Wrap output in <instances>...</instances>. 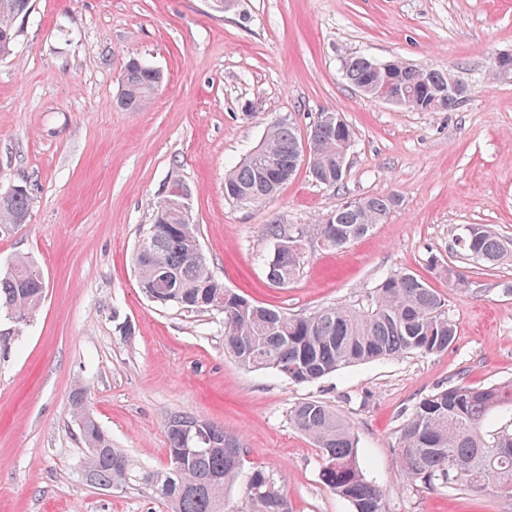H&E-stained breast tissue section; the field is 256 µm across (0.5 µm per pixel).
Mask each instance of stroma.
<instances>
[{
    "mask_svg": "<svg viewBox=\"0 0 512 512\" xmlns=\"http://www.w3.org/2000/svg\"><path fill=\"white\" fill-rule=\"evenodd\" d=\"M501 50H512V0H236L223 12L211 0H32L13 54L0 57V190L30 195L29 222L0 227V267L27 259L46 290L26 325L0 318V512H168L151 490L85 480L70 408L78 384L143 468L166 465L178 412L240 439L232 506L260 467L292 512H353L289 421L318 400L352 427L387 512H505L495 488L429 490L396 462L398 430L421 399L512 380V258L484 265L458 243L471 224L512 240V83L485 80ZM351 55L461 69L468 97L442 112L372 101L343 75ZM133 57L163 76L137 112L118 104ZM324 112L353 132L340 186L302 168L262 203L225 197L226 172L272 122L303 137ZM175 180L192 193L200 245L225 287L307 314L411 272L445 299L454 341L311 384L243 368L224 352L223 313L161 306L139 287L133 254ZM376 195L398 200L386 222L337 251L310 243L293 281L267 280V225L313 224Z\"/></svg>",
    "mask_w": 512,
    "mask_h": 512,
    "instance_id": "obj_1",
    "label": "stroma"
}]
</instances>
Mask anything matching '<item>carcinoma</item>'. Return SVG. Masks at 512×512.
<instances>
[{
	"label": "carcinoma",
	"mask_w": 512,
	"mask_h": 512,
	"mask_svg": "<svg viewBox=\"0 0 512 512\" xmlns=\"http://www.w3.org/2000/svg\"><path fill=\"white\" fill-rule=\"evenodd\" d=\"M31 10V0H0V57L12 54L20 33L18 22ZM126 82L121 108L137 112L158 90L162 76L138 58L124 65ZM346 78L356 88L369 89L373 98L382 92L399 95L409 109L419 112L451 110L465 98L448 93L449 71L432 66L407 70L393 61L378 74L361 56L344 60ZM315 181L335 187L345 175H336L340 132L314 125ZM301 138L285 121H275L264 141L224 177V194L240 204H254L274 196L288 181V165L299 160ZM177 198L163 195L154 206L153 237L138 244L134 264L144 289L158 287L156 268L171 275L167 286L169 307L184 311L211 308L224 300V346L237 362L249 369L273 370L294 383L315 382L337 370L402 354L433 355L448 349L456 325L448 318L445 300L419 276L398 273L384 277L371 295L355 305H332L308 316L288 314L259 305L224 287L198 251L196 225L182 221ZM398 203L396 196H372L346 202L319 218L316 224L288 229L267 228L275 240L267 263L268 280L291 282L301 259L283 246L285 239L303 233L325 239L324 247L338 250L369 233L385 221ZM30 215L28 192L0 191V223L24 224ZM474 236L462 241L473 259L494 265L508 249L504 239L487 224L474 225ZM45 282L33 274L30 263L17 259L0 270V315L26 324L39 308ZM74 418L83 424L86 447L98 452L87 457L84 470L94 484L123 488L138 482L156 489L171 512H289L288 500L272 474L262 468L250 473L244 501L230 508L225 491L236 479L246 449L224 428L189 412H178L167 422L168 456L183 450L185 431L211 438L208 448H195L179 468L139 470L122 448L112 444L91 412L83 386L71 394ZM509 413V424L484 430L495 412ZM292 425L310 437L322 453V479L336 495L347 500L353 512H386L380 490L367 481L358 459V440L351 427L331 408L305 401L290 411ZM397 463L408 481L431 489H485L492 485L512 506V380L488 387L459 383L425 398L400 427Z\"/></svg>",
	"instance_id": "obj_1"
}]
</instances>
